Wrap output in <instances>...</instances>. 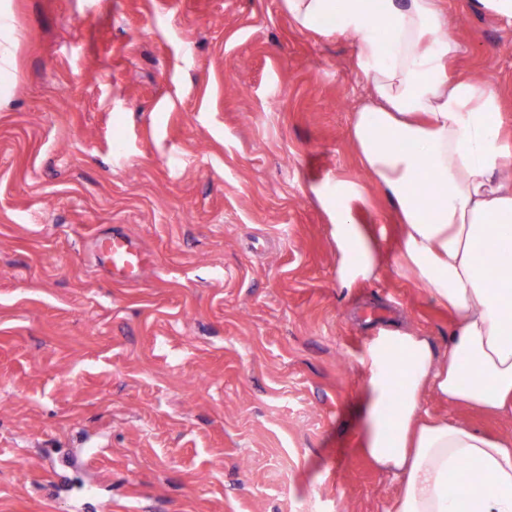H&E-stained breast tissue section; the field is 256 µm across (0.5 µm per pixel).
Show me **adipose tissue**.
Segmentation results:
<instances>
[{"instance_id": "1", "label": "adipose tissue", "mask_w": 512, "mask_h": 512, "mask_svg": "<svg viewBox=\"0 0 512 512\" xmlns=\"http://www.w3.org/2000/svg\"><path fill=\"white\" fill-rule=\"evenodd\" d=\"M302 31L352 38L369 92L351 138L402 226L397 265L455 318L445 356L380 328L367 345L361 453L397 484L388 512H512V435L431 415L452 407L512 418V143L488 80L450 78L460 52L437 0H284ZM343 185L330 217L341 273L380 256ZM495 238L494 261L479 245ZM470 465L462 476V465Z\"/></svg>"}]
</instances>
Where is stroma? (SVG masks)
Masks as SVG:
<instances>
[{"label":"stroma","instance_id":"obj_1","mask_svg":"<svg viewBox=\"0 0 512 512\" xmlns=\"http://www.w3.org/2000/svg\"><path fill=\"white\" fill-rule=\"evenodd\" d=\"M440 5L512 136V21ZM367 92L283 0H0V512H386L357 360L391 323L444 354L452 319L396 266ZM342 181L382 248L348 287ZM98 248L113 277L131 280L148 263L147 254L120 234L101 240Z\"/></svg>","mask_w":512,"mask_h":512}]
</instances>
